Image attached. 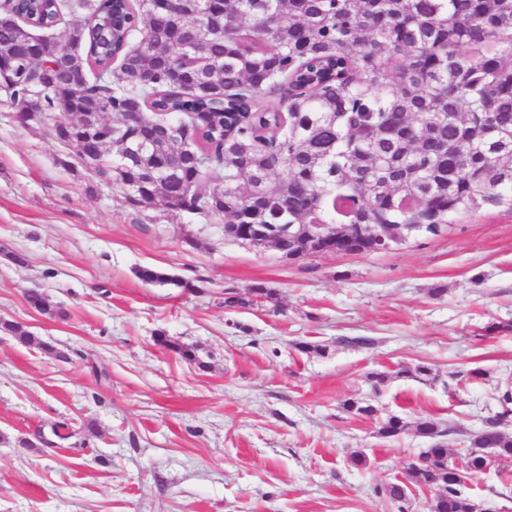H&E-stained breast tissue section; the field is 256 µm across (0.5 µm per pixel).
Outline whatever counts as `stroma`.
<instances>
[{"instance_id": "35a3bbf8", "label": "stroma", "mask_w": 512, "mask_h": 512, "mask_svg": "<svg viewBox=\"0 0 512 512\" xmlns=\"http://www.w3.org/2000/svg\"><path fill=\"white\" fill-rule=\"evenodd\" d=\"M13 113L0 102V321L56 352L0 330V512H427L431 491L402 505L382 488L429 447L413 429L425 416L450 427L464 468L512 382V206L460 211L451 233L387 251L288 260L225 237L220 218L130 204L77 164L56 117L27 128ZM142 266L190 287L144 283ZM256 285L271 298L225 307ZM31 288L65 318L30 309ZM419 363L431 378L404 376ZM350 398L374 417L347 413ZM391 415L407 428L380 437ZM467 486L479 512H512L511 474ZM0 328L4 332L8 333L11 336H15L20 342L28 345H37L42 350L46 351L49 354H53L54 347L50 344L39 340L36 336H34L31 332L25 329V327L19 323L4 321L0 322Z\"/></svg>"}]
</instances>
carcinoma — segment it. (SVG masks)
<instances>
[{
    "label": "carcinoma",
    "mask_w": 512,
    "mask_h": 512,
    "mask_svg": "<svg viewBox=\"0 0 512 512\" xmlns=\"http://www.w3.org/2000/svg\"><path fill=\"white\" fill-rule=\"evenodd\" d=\"M93 0L95 25L76 0H0V63L26 62L11 90L20 123L57 113V137L84 168L122 186L129 203L235 224H377L394 244L404 224L448 231L461 209L512 203V0ZM62 36L29 41L33 30ZM81 79L72 81L71 74ZM43 111H25L46 80ZM107 112L121 119L109 123ZM148 284H190L141 267ZM31 308L63 315L38 289ZM0 329L49 354L19 323ZM157 342L198 368L195 349ZM448 479L450 430L415 422L433 440L409 484L433 490L429 512H475L467 480L481 449L512 466V387ZM345 409L372 417L369 401ZM405 430L391 416L384 438Z\"/></svg>",
    "instance_id": "cac0c4a2"
}]
</instances>
